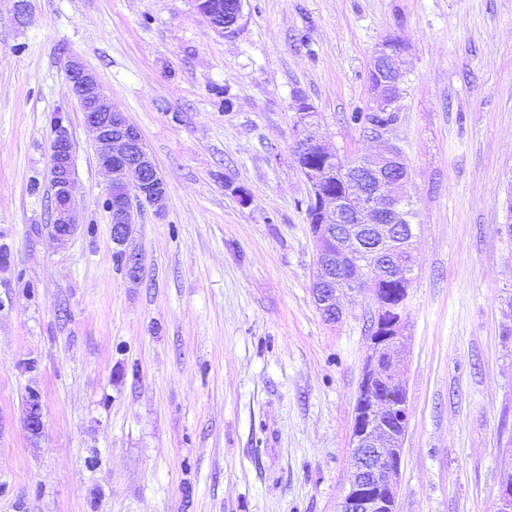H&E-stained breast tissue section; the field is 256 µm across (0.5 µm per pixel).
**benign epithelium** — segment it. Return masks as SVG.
Returning a JSON list of instances; mask_svg holds the SVG:
<instances>
[{"label":"benign epithelium","mask_w":512,"mask_h":512,"mask_svg":"<svg viewBox=\"0 0 512 512\" xmlns=\"http://www.w3.org/2000/svg\"><path fill=\"white\" fill-rule=\"evenodd\" d=\"M404 45L396 38L384 42L372 61V81L376 110L388 111L397 101L405 71L402 67ZM71 81L68 93L83 106L85 124L95 133L97 162L109 177L106 200L110 223L120 225V234L113 243L124 246L128 239V224L132 223V199L118 191L120 187L135 188L138 196L160 211L165 207L167 184L147 151L138 130L129 124L125 115L117 110L105 93L95 73L74 58L67 60ZM365 168L378 184V190L365 192L351 190L343 197L320 194L315 196L322 227L333 224L347 225V232L336 235L337 251L350 262L352 273L336 280L325 274V266H319L314 281L313 296L324 313L340 315L338 295L367 293L376 305V316L371 331L379 328L380 316L390 313L394 319L389 333L370 337V347L363 368L362 380L369 384L381 372L380 356H385L391 374L390 383L398 391L401 402L397 405L401 419H408V395L398 360L404 332L408 324V312L402 308L394 311L380 299L369 282L364 266V251L359 235L367 233L377 245L391 248L396 242V224L405 198L394 188L407 181L408 169L396 148L366 157ZM51 224L57 226L53 236L61 242L76 230L77 204L73 195L74 149L68 128L58 123L53 129L51 142ZM404 437L393 436L379 426L375 413L355 416L351 442V472L348 490L339 512H396L403 459ZM373 452L386 462L385 476L381 480L368 481L367 454Z\"/></svg>","instance_id":"7a95c632"}]
</instances>
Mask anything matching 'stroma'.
<instances>
[{
  "label": "stroma",
  "mask_w": 512,
  "mask_h": 512,
  "mask_svg": "<svg viewBox=\"0 0 512 512\" xmlns=\"http://www.w3.org/2000/svg\"><path fill=\"white\" fill-rule=\"evenodd\" d=\"M0 0V512H338L369 348L368 295L313 294L297 98L343 157L394 146L417 266L400 354L397 512H497L512 472V0ZM406 48L397 119L370 59ZM80 59L167 184L115 258ZM234 108L225 111L223 90ZM68 116L78 227L49 226L50 117ZM243 188L248 203L235 194ZM40 396L43 431L27 429ZM241 0H214L210 6L213 23L225 25L241 12ZM404 45L396 38L387 40L376 51L371 72L375 74L377 80L371 81L372 89L375 93V103L377 111L386 112H354L351 120L369 124L371 130L376 128H386L395 121V115L388 112L392 105L397 101L401 85L404 82L405 71L402 67V55Z\"/></svg>",
  "instance_id": "stroma-1"
}]
</instances>
